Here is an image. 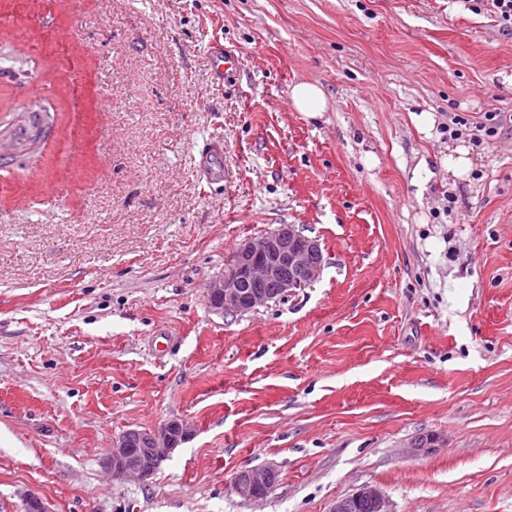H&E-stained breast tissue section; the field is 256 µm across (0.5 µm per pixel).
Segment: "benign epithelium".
I'll return each mask as SVG.
<instances>
[{"instance_id": "1", "label": "benign epithelium", "mask_w": 512, "mask_h": 512, "mask_svg": "<svg viewBox=\"0 0 512 512\" xmlns=\"http://www.w3.org/2000/svg\"><path fill=\"white\" fill-rule=\"evenodd\" d=\"M323 267V253L318 240L296 229L294 224H281L275 230L242 242L224 268V274L209 283L206 299L220 312L245 314L270 301L282 300L310 287ZM140 447H127V435L112 440V448L103 467L112 477L151 478L167 454L189 437V430L179 419H171L154 430H138ZM273 467L240 472L235 478L239 495L250 500L264 499L270 492L269 476ZM353 501L367 502L372 512H391L383 492L364 485L349 496ZM24 512H49L41 497L30 492L23 496Z\"/></svg>"}]
</instances>
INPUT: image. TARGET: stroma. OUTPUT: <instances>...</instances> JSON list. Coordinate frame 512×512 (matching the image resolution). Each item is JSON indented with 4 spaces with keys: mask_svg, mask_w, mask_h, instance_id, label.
I'll list each match as a JSON object with an SVG mask.
<instances>
[{
    "mask_svg": "<svg viewBox=\"0 0 512 512\" xmlns=\"http://www.w3.org/2000/svg\"><path fill=\"white\" fill-rule=\"evenodd\" d=\"M493 108L512 33L463 0H0V512H512V132H446ZM282 224L319 278L213 310ZM173 418L151 479L106 472ZM290 98L294 109L310 119L322 117V113L328 109V99L324 90L313 83L294 84L290 90ZM133 431L137 436L132 433L127 436L123 433L115 438L110 452L103 461L104 469L114 478L133 477L142 482L147 481L167 454L189 437V430L179 419L168 420L158 429ZM134 455L146 458L147 465L136 463L133 460ZM276 472L273 467L242 471L235 478V488L239 495L249 501L262 500L269 494L271 486L278 482V474H275L270 478L269 486V476ZM347 500L365 501L370 505L372 512H392L386 496L373 485H363L355 493L347 497Z\"/></svg>",
    "mask_w": 512,
    "mask_h": 512,
    "instance_id": "obj_1",
    "label": "stroma"
}]
</instances>
